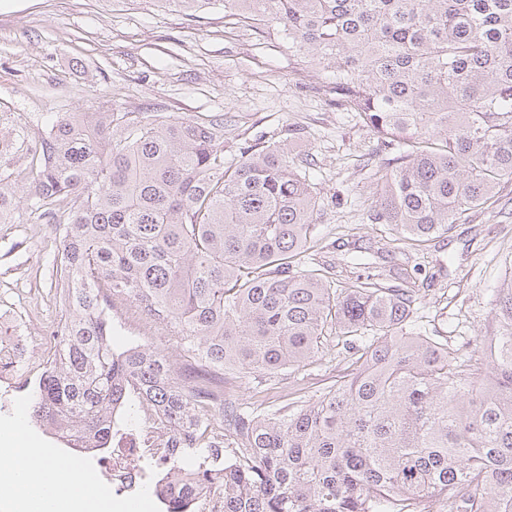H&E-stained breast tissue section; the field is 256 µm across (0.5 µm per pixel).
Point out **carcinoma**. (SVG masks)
<instances>
[{
  "label": "carcinoma",
  "mask_w": 512,
  "mask_h": 512,
  "mask_svg": "<svg viewBox=\"0 0 512 512\" xmlns=\"http://www.w3.org/2000/svg\"><path fill=\"white\" fill-rule=\"evenodd\" d=\"M214 0H151L187 12ZM231 24L278 36L295 71L318 68L395 166L372 174L369 217L397 241L446 239L512 180V0H220ZM0 111V224L22 201L53 225L64 309L53 368L31 419L69 448L110 450L112 408L135 397L178 427L181 469L224 487V512H512V275L493 289L490 332L462 351L414 335L416 281L332 276L307 243L320 204L288 144L224 159V127L173 118L116 122L56 112L32 135ZM32 153L37 168L16 167ZM165 349L117 357L107 296ZM351 363L285 412L227 402L224 369L273 377L329 354ZM227 415L236 445L195 434Z\"/></svg>",
  "instance_id": "1"
}]
</instances>
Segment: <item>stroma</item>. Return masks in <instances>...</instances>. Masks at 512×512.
<instances>
[{"instance_id":"stroma-1","label":"stroma","mask_w":512,"mask_h":512,"mask_svg":"<svg viewBox=\"0 0 512 512\" xmlns=\"http://www.w3.org/2000/svg\"><path fill=\"white\" fill-rule=\"evenodd\" d=\"M324 75L295 74L276 38L226 24L223 7L197 18L158 11L147 0H0V110L35 124L46 112L103 108L144 119L211 120L224 126V157L240 144L280 141L300 129L296 160H309L320 196L311 255L357 273L416 265L414 327L460 346L490 325L495 288L512 267V180L490 205L457 225L448 240L409 254L379 250L387 225L368 219L371 167L387 153L352 112L322 93ZM51 225L18 211L0 224V308L32 312L31 331L60 318ZM343 359L318 361L257 384L242 381L234 399L269 412L308 400L344 374Z\"/></svg>"}]
</instances>
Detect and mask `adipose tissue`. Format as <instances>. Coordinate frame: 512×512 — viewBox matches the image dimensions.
<instances>
[{
  "label": "adipose tissue",
  "mask_w": 512,
  "mask_h": 512,
  "mask_svg": "<svg viewBox=\"0 0 512 512\" xmlns=\"http://www.w3.org/2000/svg\"><path fill=\"white\" fill-rule=\"evenodd\" d=\"M25 415L0 429V501L8 512H114L103 493L64 460L44 455L24 439Z\"/></svg>",
  "instance_id": "1"
}]
</instances>
